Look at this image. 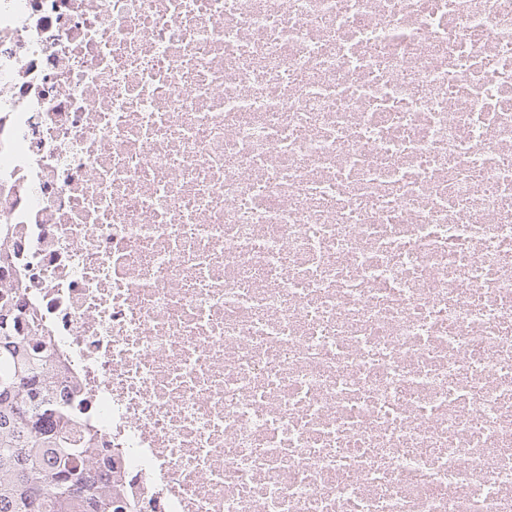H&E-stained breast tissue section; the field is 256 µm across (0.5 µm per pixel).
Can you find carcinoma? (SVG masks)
<instances>
[{
  "label": "carcinoma",
  "mask_w": 512,
  "mask_h": 512,
  "mask_svg": "<svg viewBox=\"0 0 512 512\" xmlns=\"http://www.w3.org/2000/svg\"><path fill=\"white\" fill-rule=\"evenodd\" d=\"M31 322L19 288L0 289V512H137L120 467L97 447L70 402L58 401L50 343ZM100 458L111 479L90 477Z\"/></svg>",
  "instance_id": "cac0c4a2"
}]
</instances>
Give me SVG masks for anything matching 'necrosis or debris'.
Here are the masks:
<instances>
[{
    "label": "necrosis or debris",
    "instance_id": "obj_1",
    "mask_svg": "<svg viewBox=\"0 0 512 512\" xmlns=\"http://www.w3.org/2000/svg\"><path fill=\"white\" fill-rule=\"evenodd\" d=\"M0 222L141 512H512V0H0Z\"/></svg>",
    "mask_w": 512,
    "mask_h": 512
}]
</instances>
